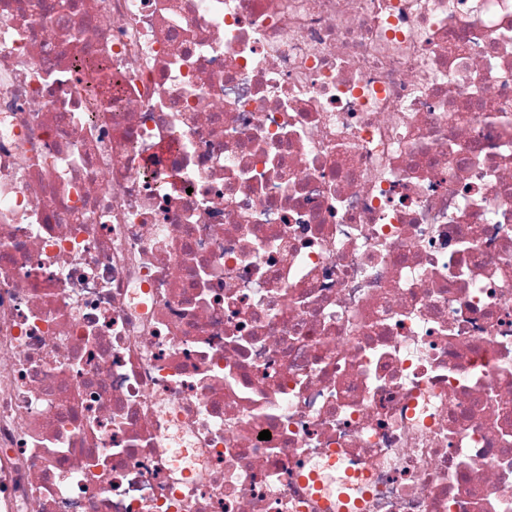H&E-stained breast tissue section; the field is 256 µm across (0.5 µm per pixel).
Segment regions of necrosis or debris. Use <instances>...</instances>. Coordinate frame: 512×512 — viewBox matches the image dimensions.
<instances>
[{
  "instance_id": "1",
  "label": "necrosis or debris",
  "mask_w": 512,
  "mask_h": 512,
  "mask_svg": "<svg viewBox=\"0 0 512 512\" xmlns=\"http://www.w3.org/2000/svg\"><path fill=\"white\" fill-rule=\"evenodd\" d=\"M342 481L512 512V0H0V512ZM73 66L74 71L79 75L78 83L91 112H109L104 101L101 64L90 57L77 55Z\"/></svg>"
}]
</instances>
